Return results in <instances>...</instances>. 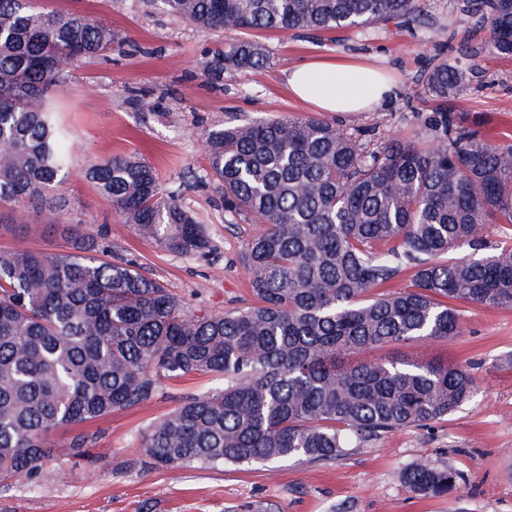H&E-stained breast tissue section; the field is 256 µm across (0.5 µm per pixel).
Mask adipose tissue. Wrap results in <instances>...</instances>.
Here are the masks:
<instances>
[{
  "label": "adipose tissue",
  "mask_w": 512,
  "mask_h": 512,
  "mask_svg": "<svg viewBox=\"0 0 512 512\" xmlns=\"http://www.w3.org/2000/svg\"><path fill=\"white\" fill-rule=\"evenodd\" d=\"M291 93L322 112H370L391 97L394 83L379 70L337 57H316L288 70Z\"/></svg>",
  "instance_id": "adipose-tissue-1"
}]
</instances>
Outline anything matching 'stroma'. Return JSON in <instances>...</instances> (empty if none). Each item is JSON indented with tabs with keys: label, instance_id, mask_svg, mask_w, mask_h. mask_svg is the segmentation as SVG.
Instances as JSON below:
<instances>
[{
	"label": "stroma",
	"instance_id": "35a3bbf8",
	"mask_svg": "<svg viewBox=\"0 0 512 512\" xmlns=\"http://www.w3.org/2000/svg\"><path fill=\"white\" fill-rule=\"evenodd\" d=\"M46 10L73 9L110 26L121 40L96 59L78 60L68 87L51 98L72 145L65 213L112 253L159 280L194 313H222L247 303L243 258L255 225L225 213L208 183L209 164L199 130L279 115L316 117L296 101L286 73L318 56L361 58L389 73L395 94L372 112L321 114L369 138L410 139L413 115L424 111L420 78L433 57L455 60L477 45L479 33L462 23L460 0H425L419 23L381 22L333 36L263 32L270 64L219 83L201 76L218 33L145 10L140 0H39ZM447 33H440V26ZM488 132H512V59H486L459 106ZM128 154L155 166L168 186L187 183L182 203L203 224L209 250L179 254L140 238L110 201L86 181L88 162ZM31 247L63 252L68 241L53 215L34 216L20 204L0 209V250ZM462 332L452 340L383 348L386 356L470 365L474 397L448 419L407 427L353 443L330 464L152 467L141 450L149 424L181 397L201 394L218 377L195 375L171 383L150 401L116 410L89 424L99 461L50 458L36 480L0 486V512H512V308L458 306ZM462 475L458 491L421 497L405 484L416 459Z\"/></svg>",
	"mask_w": 512,
	"mask_h": 512
}]
</instances>
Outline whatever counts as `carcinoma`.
Masks as SVG:
<instances>
[{"mask_svg":"<svg viewBox=\"0 0 512 512\" xmlns=\"http://www.w3.org/2000/svg\"><path fill=\"white\" fill-rule=\"evenodd\" d=\"M224 35L203 73L261 74L254 33L341 31L416 18L423 0H143ZM486 32L466 66L422 78L432 112L422 141L363 138L322 119L285 116L200 132L224 211L258 221L245 265L254 302L195 315L158 281L103 260L78 224L65 252L0 251V484L41 474L50 437L139 406L192 375L224 385L182 398L141 445L157 466L343 459L354 440L447 418L475 392L471 368L409 358L364 359L386 346L461 333L457 304L512 308V248L482 255L489 224H512V135L489 134L462 99L486 57H512V0H464ZM112 28L75 11L0 0V206L62 207L70 144L50 95L73 64L112 47ZM85 176L140 236L180 253L210 240L149 163L115 154ZM469 248L464 252L463 248ZM415 268L412 290L376 292ZM94 435L67 454L93 466ZM425 497L462 476L425 459L404 472Z\"/></svg>","mask_w":512,"mask_h":512,"instance_id":"carcinoma-1","label":"carcinoma"}]
</instances>
